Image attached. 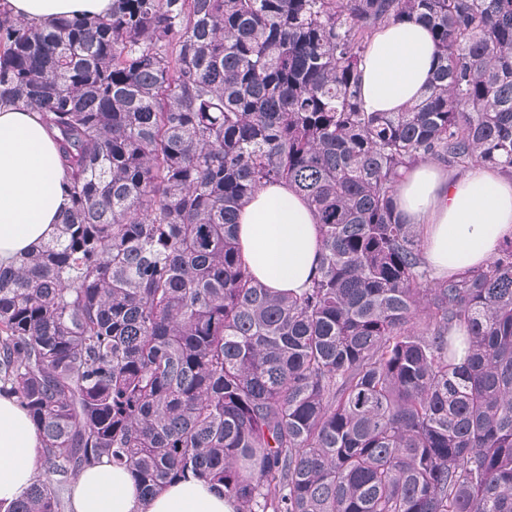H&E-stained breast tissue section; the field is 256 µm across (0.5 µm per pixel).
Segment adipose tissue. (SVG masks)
Masks as SVG:
<instances>
[{
    "instance_id": "1",
    "label": "adipose tissue",
    "mask_w": 512,
    "mask_h": 512,
    "mask_svg": "<svg viewBox=\"0 0 512 512\" xmlns=\"http://www.w3.org/2000/svg\"><path fill=\"white\" fill-rule=\"evenodd\" d=\"M112 0H0V14L37 26L62 17L103 16ZM436 47L426 25L387 24L360 65L365 111L396 112L416 100L432 72ZM51 130L38 113L0 107V264L57 233L69 200ZM407 223L421 227L422 249L435 277L485 266L512 236V175L474 165L457 173L416 162L396 189ZM239 251L253 276L275 292L301 293L316 274L321 231L313 209L287 183L256 191L239 215ZM37 428L12 395H0V502L22 496L36 481ZM70 512H236L204 481L172 483L142 495L132 475L100 458L72 482Z\"/></svg>"
}]
</instances>
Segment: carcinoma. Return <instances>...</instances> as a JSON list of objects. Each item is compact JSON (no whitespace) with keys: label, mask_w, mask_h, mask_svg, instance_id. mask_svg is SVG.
Returning a JSON list of instances; mask_svg holds the SVG:
<instances>
[{"label":"carcinoma","mask_w":512,"mask_h":512,"mask_svg":"<svg viewBox=\"0 0 512 512\" xmlns=\"http://www.w3.org/2000/svg\"><path fill=\"white\" fill-rule=\"evenodd\" d=\"M403 18L430 27L436 68L418 101L366 112L359 65ZM0 103L57 132L70 199L56 237L0 267V393L42 441L4 512H64L102 456L146 494L192 477L237 512H512V240L435 280L395 201L418 160L512 171V0L5 18ZM276 182L320 224L299 295L254 279L236 240Z\"/></svg>","instance_id":"cac0c4a2"}]
</instances>
